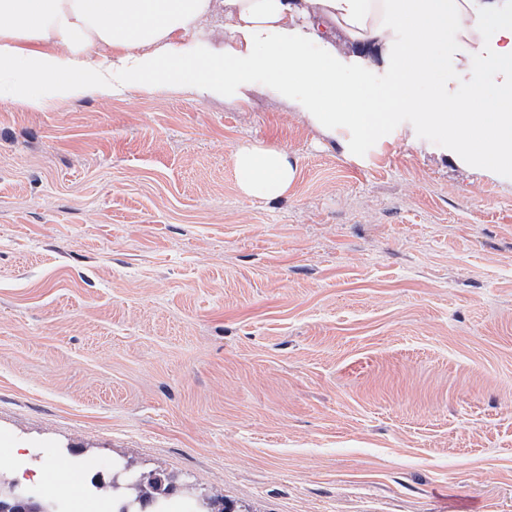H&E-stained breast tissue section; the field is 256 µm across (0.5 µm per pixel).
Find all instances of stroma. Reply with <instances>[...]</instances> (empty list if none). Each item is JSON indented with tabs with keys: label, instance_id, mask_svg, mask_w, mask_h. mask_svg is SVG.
<instances>
[{
	"label": "stroma",
	"instance_id": "stroma-1",
	"mask_svg": "<svg viewBox=\"0 0 512 512\" xmlns=\"http://www.w3.org/2000/svg\"><path fill=\"white\" fill-rule=\"evenodd\" d=\"M272 91L0 102V448L234 512H512V188ZM274 145L288 193L244 196ZM234 165L241 193L252 199L281 197L297 176V167L288 153L268 145L246 143L237 146Z\"/></svg>",
	"mask_w": 512,
	"mask_h": 512
}]
</instances>
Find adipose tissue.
<instances>
[{
  "mask_svg": "<svg viewBox=\"0 0 512 512\" xmlns=\"http://www.w3.org/2000/svg\"><path fill=\"white\" fill-rule=\"evenodd\" d=\"M217 12L223 34L199 40ZM488 83L486 111L461 103V85L480 98ZM159 88L230 104L273 91L356 160L404 125L432 127L455 166L512 186V0H0L1 102L43 111ZM234 165L252 199L297 176L268 145L237 146Z\"/></svg>",
  "mask_w": 512,
  "mask_h": 512,
  "instance_id": "obj_1",
  "label": "adipose tissue"
}]
</instances>
